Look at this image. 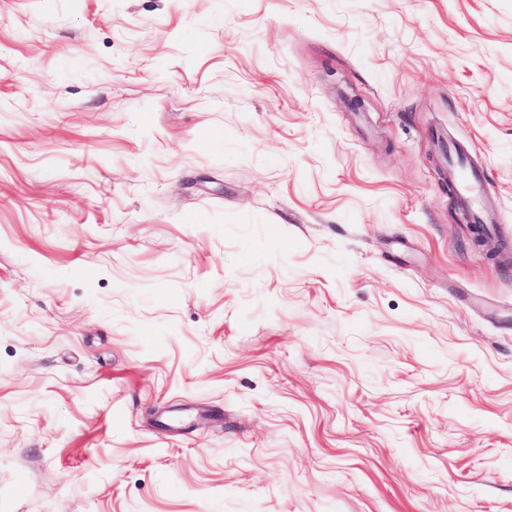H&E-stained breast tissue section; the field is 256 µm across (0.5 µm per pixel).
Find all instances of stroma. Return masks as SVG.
<instances>
[{
	"mask_svg": "<svg viewBox=\"0 0 512 512\" xmlns=\"http://www.w3.org/2000/svg\"><path fill=\"white\" fill-rule=\"evenodd\" d=\"M0 512H512V0H0ZM450 175L456 181V202L468 209L476 229L486 236L496 231V222L485 195V176L480 174L468 162L467 147L462 142H452L448 150Z\"/></svg>",
	"mask_w": 512,
	"mask_h": 512,
	"instance_id": "stroma-1",
	"label": "stroma"
}]
</instances>
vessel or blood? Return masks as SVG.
<instances>
[{
  "label": "vessel or blood",
  "instance_id": "b4317fda",
  "mask_svg": "<svg viewBox=\"0 0 512 512\" xmlns=\"http://www.w3.org/2000/svg\"><path fill=\"white\" fill-rule=\"evenodd\" d=\"M448 164L450 174L456 182L457 204L471 212L476 229L485 235H492L496 230V222L485 195V177L469 164L464 143L451 144L448 150Z\"/></svg>",
  "mask_w": 512,
  "mask_h": 512
}]
</instances>
